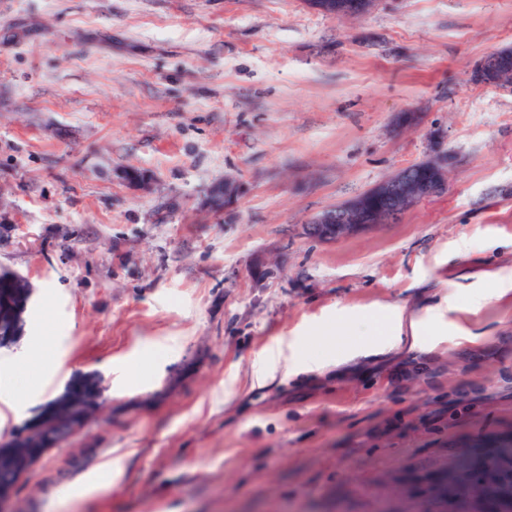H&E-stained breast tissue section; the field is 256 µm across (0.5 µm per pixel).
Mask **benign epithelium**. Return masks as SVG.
<instances>
[{
    "label": "benign epithelium",
    "mask_w": 512,
    "mask_h": 512,
    "mask_svg": "<svg viewBox=\"0 0 512 512\" xmlns=\"http://www.w3.org/2000/svg\"><path fill=\"white\" fill-rule=\"evenodd\" d=\"M494 59L486 57L479 62L471 74V80L482 85L503 88L508 86L495 74ZM448 155L440 152L416 164L397 170L361 195L363 204L356 208L347 205L323 210L310 223L303 226L305 235L325 243H335L362 231L393 223L403 211L417 202L443 192L447 181ZM239 184L227 179L215 185L210 192L207 205L211 209L230 205L238 196ZM32 462V454L24 446H15L0 456V510L12 496L15 483ZM433 491L438 494L437 503L448 500L458 503L481 502L487 497L497 496L504 501L512 500V470L498 456L486 459L480 465L467 470L463 485L465 494H460L459 485L448 483L440 486L437 477H432Z\"/></svg>",
    "instance_id": "obj_1"
}]
</instances>
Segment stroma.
I'll use <instances>...</instances> for the list:
<instances>
[{"instance_id": "1", "label": "stroma", "mask_w": 512, "mask_h": 512, "mask_svg": "<svg viewBox=\"0 0 512 512\" xmlns=\"http://www.w3.org/2000/svg\"><path fill=\"white\" fill-rule=\"evenodd\" d=\"M510 46L512 0H0V277L29 285L0 451L44 447L12 512H422L452 455L511 434L512 92L471 80ZM438 150L446 190L399 223L304 235ZM398 309L424 326L393 346ZM347 323L357 345L318 343ZM282 343L340 363L254 384ZM79 377L98 404L52 441ZM214 187L207 201L208 207L213 211H216L215 209H221V211H223L224 207L230 205L237 198L239 193L238 182L231 179H226L224 182H220ZM222 203L223 207L221 206Z\"/></svg>"}]
</instances>
